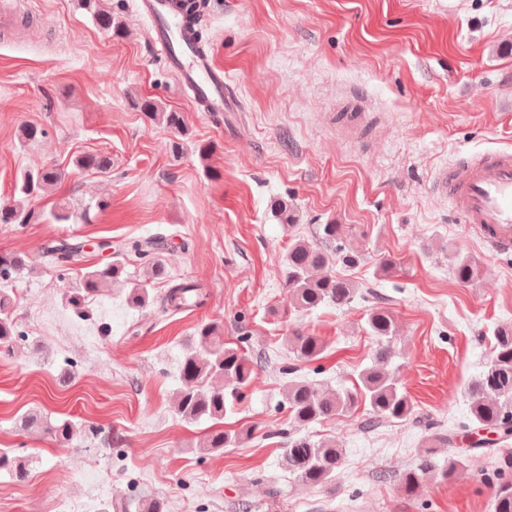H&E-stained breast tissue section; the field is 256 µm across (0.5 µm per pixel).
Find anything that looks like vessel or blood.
<instances>
[{"instance_id": "obj_1", "label": "vessel or blood", "mask_w": 512, "mask_h": 512, "mask_svg": "<svg viewBox=\"0 0 512 512\" xmlns=\"http://www.w3.org/2000/svg\"><path fill=\"white\" fill-rule=\"evenodd\" d=\"M135 8L147 23L146 36L156 55L190 101L204 112L237 111V101L224 91L223 66L198 49L171 0H135ZM433 185L465 223L480 228L494 251H512L511 153L472 156L440 170Z\"/></svg>"}]
</instances>
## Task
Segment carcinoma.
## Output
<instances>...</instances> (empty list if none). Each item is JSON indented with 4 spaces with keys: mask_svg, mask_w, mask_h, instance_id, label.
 I'll list each match as a JSON object with an SVG mask.
<instances>
[{
    "mask_svg": "<svg viewBox=\"0 0 512 512\" xmlns=\"http://www.w3.org/2000/svg\"><path fill=\"white\" fill-rule=\"evenodd\" d=\"M179 8L187 20L196 26V39L203 41L200 0H178ZM97 26L115 36L121 28L112 14L101 11L96 0H85ZM136 108L151 121L165 124L173 132L182 133L185 121L180 112H165L156 101L141 98ZM75 165L81 170L106 175L112 171V158L105 153H89L79 156ZM62 179V172L53 167H40L24 172L16 184L13 197L0 204V224H26L32 219L27 203L33 198L50 192ZM321 243L314 244L298 237L288 247L284 261L283 285L287 290L291 307L301 311H313L321 306L348 307L357 295L352 281L330 271V250L340 251V225H320ZM163 237L156 236L144 242L134 241L131 249L144 265V275L136 282L127 283L125 301L135 310H141L153 301L151 285L167 277L165 263L157 257L163 248ZM83 246L61 241L44 248L43 256L65 262L80 260ZM449 264L458 284L469 285L481 273L479 262L469 255L453 253ZM26 266V259L16 255L0 259V282H8L13 274ZM124 269L113 263L96 267L83 273L79 282L78 298L99 296L111 284L122 282ZM207 292L204 286L192 280H171L160 297L163 310L176 314L188 308L205 304ZM10 300L0 290V352L14 351L20 340V332L8 313ZM366 329L378 342L373 354V364L358 374L357 385L351 390L323 391L306 381L292 382L285 392V402L292 422L300 427L315 425L334 419L365 402L372 414L401 420L413 413V403L401 389L396 372L389 369L394 350L391 339L395 336L392 315L381 308L369 311ZM492 357L487 369L467 387L466 397L469 422L485 428H497L502 438L512 435V328L501 327L493 336ZM294 357L300 361L314 362L322 358L326 346L321 337L309 332H296L287 337ZM181 386L176 395L175 413L186 422L202 419L221 420L235 409V403L244 399L245 390L254 380L253 362L238 348L229 347L217 335L215 326L204 324L197 328L194 343L185 354L180 366ZM20 428L44 427L55 442L68 445L80 428L70 420L54 425H43L35 413L20 417ZM253 429L237 432L214 429L206 433L202 447L212 452H222L235 445ZM343 449L334 441L313 442L309 439L288 441L283 450V464L293 479L306 486H322L333 477L341 465ZM460 460L448 459V467L436 469L432 452L420 456L415 468L404 473L400 485L405 494L411 495L427 478L438 477L445 481L455 475ZM4 471L17 482L28 477L26 463L17 456L0 451V472ZM494 512H512V482L504 480L496 484L493 496Z\"/></svg>",
    "mask_w": 512,
    "mask_h": 512,
    "instance_id": "cac0c4a2",
    "label": "carcinoma"
}]
</instances>
